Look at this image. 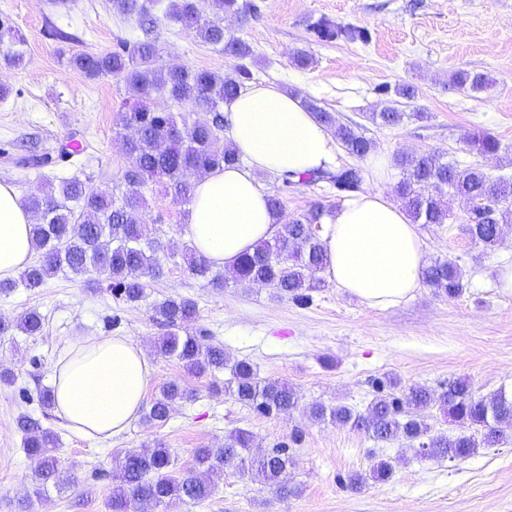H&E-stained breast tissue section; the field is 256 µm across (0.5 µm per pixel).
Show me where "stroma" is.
<instances>
[{"mask_svg":"<svg viewBox=\"0 0 512 512\" xmlns=\"http://www.w3.org/2000/svg\"><path fill=\"white\" fill-rule=\"evenodd\" d=\"M256 11L248 23L225 17L224 29L248 42L255 54L254 82L277 84L315 100L340 122L361 125L375 149L386 155L407 150L431 153L460 165L481 167L491 179L512 178V0H248ZM162 65H188L229 73L234 61L188 35L154 8ZM24 37L26 65L0 61V84L11 93L0 99V182L21 197L37 192L46 179L72 176L59 162L62 145L78 144L84 177L101 190L122 182L128 159L120 114L128 93L124 82L106 75L87 78L67 62L70 53H99L134 43L141 36L136 17L113 9L109 0H0V17ZM365 28L368 43L320 41L312 27L321 18ZM71 34L61 43L52 28ZM311 57L297 65V54ZM459 70L487 74L491 88L476 91L450 81ZM400 84L418 89L413 99L393 94ZM394 107L401 124L381 126L367 115ZM500 142L494 155L472 149L473 135ZM56 158L54 166L24 169L14 160L28 148ZM268 193H281L285 216L305 213L313 202L335 209L341 199L328 183L298 184L281 192L280 181L262 176ZM144 224L149 237L182 249L183 203L158 186L147 188ZM445 224H422L418 233L427 261L449 258L463 274L456 298L422 286L415 296L387 308L367 306L332 282L308 302L276 297L271 288L234 283L215 288L191 275L183 262L163 260L142 302L129 304L108 286L92 290L58 275L44 288L0 295V317L41 313L36 336L0 339V369L15 375L0 384V512H107L112 485L108 473L117 449L153 441L170 448L174 468L189 470L196 449L217 448L225 435L252 433L257 451L284 444L293 460L286 479L297 495L275 493L233 470H225L209 499L173 512H512V430L503 444L480 449L459 461L422 459L407 443L370 439L348 426L310 420L315 401L361 412L372 400L373 378L390 375L402 385L442 391L465 377L481 395L512 393V292L498 286V268L512 263V221L502 242L489 250L465 231L468 207L454 199ZM168 298L195 302L189 330L223 345L229 361L246 359L259 377L288 382L300 396L298 408L266 416L224 393L228 372L194 377L176 360L156 355L164 334L152 319L154 305ZM112 334L130 337L150 356L156 375L148 395L178 381L194 400L174 405L169 419L150 425L135 421L119 438L85 440L71 434L55 413H44L40 388L50 386L54 363L74 337ZM41 418L60 438L58 457L77 484L30 499L35 467L16 427L21 413ZM391 464L383 482L348 488L351 474L373 461Z\"/></svg>","mask_w":512,"mask_h":512,"instance_id":"35a3bbf8","label":"stroma"}]
</instances>
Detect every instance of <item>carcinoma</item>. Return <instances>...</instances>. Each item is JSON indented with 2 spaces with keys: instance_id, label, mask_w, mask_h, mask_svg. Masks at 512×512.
Returning <instances> with one entry per match:
<instances>
[{
  "instance_id": "cac0c4a2",
  "label": "carcinoma",
  "mask_w": 512,
  "mask_h": 512,
  "mask_svg": "<svg viewBox=\"0 0 512 512\" xmlns=\"http://www.w3.org/2000/svg\"><path fill=\"white\" fill-rule=\"evenodd\" d=\"M113 3L122 14L137 13L144 37L112 52L73 53L68 63L88 78L112 75L129 88L132 103L121 113L120 121L122 127L135 132L124 140V151L130 159L124 186L102 191L74 175L56 184L49 181L38 193L30 195L25 207L35 217L31 235L37 259L19 278L0 281V295L7 296L18 288L35 293L51 277L70 273L91 287L109 282V287L128 303L143 300L147 279L159 272L162 259L169 258L161 242L143 238L141 215L147 207L144 189L160 183L175 200L188 203L194 184L185 178L186 172L200 177L240 162L239 155L224 139L223 110L252 79L247 61L254 59V53L245 41L226 35L223 20L228 13L247 21L252 11L250 4L244 0H170L164 12L165 17L181 24L203 43L237 59L235 75L230 76L187 65H160V48L154 36L156 18L150 8L143 0ZM313 31L321 41L369 40L364 28L341 26L326 19L317 22ZM0 59L15 67L22 66L25 60L23 37L2 21ZM451 83L478 89L486 87L488 79L481 73L462 70L451 75ZM159 98L169 106L147 105ZM304 105L315 112L350 155L364 158L373 151L374 142L360 132L359 125L339 122L334 113L312 101ZM198 112L209 113L211 118H193ZM369 119L382 126H395L403 121L404 113L388 108L371 114ZM470 145L480 154H494L499 149V142L484 134L473 136ZM393 165L400 173L395 192L413 223H446L451 216L449 198L461 197L470 202L465 231L472 241L487 248L500 244L502 223L512 215L507 207L512 202L511 180L493 181L479 167L462 168L430 153L398 151L393 155ZM278 179L280 191L268 195L267 201L280 230L273 239L244 256L228 274L237 284L266 285L279 295L305 303L310 300V291L323 283L318 273L325 271L326 253L312 225L319 223L325 207L318 201L306 214L286 220L280 192L301 183L326 182L336 191L351 195L361 190L362 173L357 167L346 166L298 178L286 173ZM181 259L193 276L224 287L226 277L214 272L192 247L184 246ZM423 280L450 298L463 293L462 274L450 260L428 265ZM153 311V319L170 328L154 342L156 353L176 360L196 377L230 368L224 394L260 413H287L298 407L299 394L292 385L258 378L253 365L245 359L228 364L224 348L205 341L203 336L179 334V328L196 318L194 301L169 298L155 305ZM42 327L41 315L30 310L15 321L1 318L0 337L16 331L35 336ZM373 388L375 395L362 412L344 405L313 402L307 407L308 415L317 422L349 425L380 442L406 441L417 448L421 457L449 461L468 458L482 446L499 444L504 440V428H512V396L504 391L481 396L466 378L449 382L448 389L440 393L425 385L403 386L393 377L375 379ZM193 397L189 389L168 382L151 402L143 420L163 424L176 401ZM435 405L464 431L455 436L431 433L422 412ZM16 426L22 433L25 453L36 462L32 476L35 497H41L50 487L71 484L72 476L58 467V435L29 414L19 415ZM253 448L252 434L234 429L225 435L222 447L196 449L194 469L186 472L174 470L170 450L159 443L126 449L110 473L114 486L107 508L109 512H168L180 503H201L212 495L215 480L226 468L275 488L284 498L297 494V489L283 481V474L292 465L287 447L278 445L263 455L256 454ZM390 473V464L380 459L368 471L350 476L348 483L358 488L369 479L384 481Z\"/></svg>"
}]
</instances>
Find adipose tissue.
I'll list each match as a JSON object with an SVG mask.
<instances>
[{
  "instance_id": "adipose-tissue-1",
  "label": "adipose tissue",
  "mask_w": 512,
  "mask_h": 512,
  "mask_svg": "<svg viewBox=\"0 0 512 512\" xmlns=\"http://www.w3.org/2000/svg\"><path fill=\"white\" fill-rule=\"evenodd\" d=\"M227 140L240 164L195 181L184 236L216 269H228L278 226L259 177L313 173L338 153L333 135L300 99L272 83L248 87L224 108ZM375 187L325 214L326 275L337 288L372 307L411 299L426 267L423 243L404 208L386 195L393 169L386 155L369 156ZM31 214L13 186L0 183V280L31 262ZM156 372L144 351L125 336H85L69 344L53 366L56 414L84 439L121 436L137 417Z\"/></svg>"
}]
</instances>
